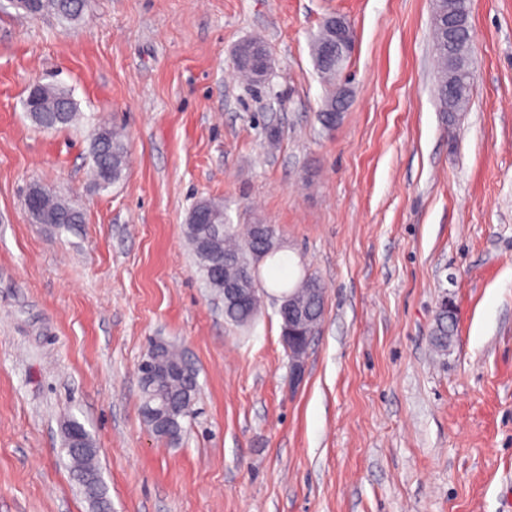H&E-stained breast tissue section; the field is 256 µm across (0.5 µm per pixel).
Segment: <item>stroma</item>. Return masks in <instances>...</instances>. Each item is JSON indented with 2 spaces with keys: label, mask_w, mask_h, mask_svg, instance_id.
Returning a JSON list of instances; mask_svg holds the SVG:
<instances>
[{
  "label": "stroma",
  "mask_w": 512,
  "mask_h": 512,
  "mask_svg": "<svg viewBox=\"0 0 512 512\" xmlns=\"http://www.w3.org/2000/svg\"><path fill=\"white\" fill-rule=\"evenodd\" d=\"M431 0H86L64 24L0 7V512H92L61 425L97 450L112 512H512V0H471L470 102L436 98ZM352 24L333 131L311 55ZM266 46L265 84L235 46ZM79 118L38 128L31 87ZM121 129L123 178L92 180L95 125ZM278 130L269 145L267 133ZM85 222L31 223L32 184ZM274 225L295 283L326 289L292 378L276 290L224 320L185 237L191 206ZM457 322L437 354L441 304ZM198 374L178 445L140 413L151 340ZM257 45H246L240 48L239 52L234 55L236 68L242 73L249 81L257 83L258 62L256 54Z\"/></svg>",
  "instance_id": "1"
}]
</instances>
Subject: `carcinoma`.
I'll list each match as a JSON object with an SVG mask.
<instances>
[{"label": "carcinoma", "instance_id": "carcinoma-1", "mask_svg": "<svg viewBox=\"0 0 512 512\" xmlns=\"http://www.w3.org/2000/svg\"><path fill=\"white\" fill-rule=\"evenodd\" d=\"M12 7L27 15L51 14L59 21L74 23L82 18L85 0H14ZM437 21L432 23L433 46L439 65L436 88L440 111L448 124L456 122L470 100L471 84L467 77L468 54L472 43L469 23L470 0H440L432 6ZM331 38L328 26L321 27L312 45V56L317 72L324 79L329 91L324 109L318 113L323 129L336 125V96L341 85L336 83L343 64L330 62L322 56V44ZM257 46L246 45L234 56L236 68L249 81L256 82L259 75ZM25 109L31 121L46 129L63 128L77 118V104L72 95L57 87L43 86L34 99L25 100ZM90 150L93 157L92 176L95 182H118L126 166L127 150L121 135L107 125L98 126L91 134ZM42 214L56 232L71 231L84 222L82 209L72 198H59L48 193L42 198ZM186 239L193 251L195 262L210 290L224 296V279L234 280L248 289L250 300L245 305L224 301V320L236 327H246L255 322L260 313L264 288L260 277V265L274 259L280 250L275 228L262 236L254 232L252 224H228L224 214V202L205 198L196 202L185 224ZM283 291L280 303L292 305L302 313L297 329L303 334L319 328L323 314L324 287L312 275L300 277L293 285L280 282ZM456 314L441 310L435 318L432 331L435 347H448V331L454 330ZM146 358L155 366L153 377L155 396L143 397L140 410L162 407L165 425L158 437L175 445L182 439L183 422L189 417L187 407L195 400L198 389L197 372L177 345L152 343ZM72 476L85 498L95 506L96 512H112L95 456L84 455L70 461Z\"/></svg>", "mask_w": 512, "mask_h": 512}]
</instances>
